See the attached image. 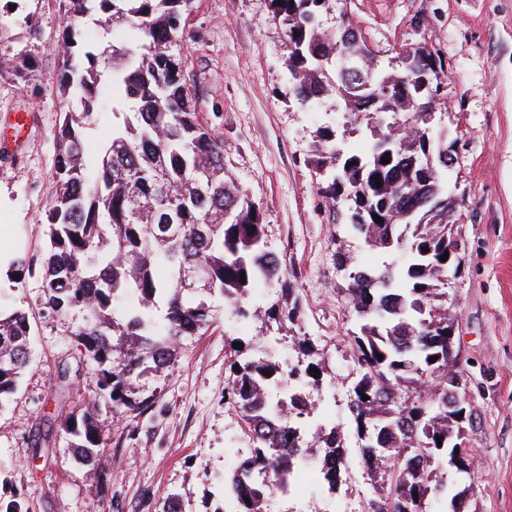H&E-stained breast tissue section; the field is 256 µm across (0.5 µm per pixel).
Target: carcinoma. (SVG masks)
Masks as SVG:
<instances>
[{"label":"carcinoma","mask_w":512,"mask_h":512,"mask_svg":"<svg viewBox=\"0 0 512 512\" xmlns=\"http://www.w3.org/2000/svg\"><path fill=\"white\" fill-rule=\"evenodd\" d=\"M326 2L272 0L273 13L287 37L290 94L303 106L334 94L346 111L363 113L377 136L360 155L336 149L327 128L310 163L323 177L322 197L352 201L350 226L367 245L406 253L398 268L385 263L350 275L360 323L351 336L357 378L348 397L358 451L374 481L365 512H416L432 490L465 499L459 484L448 485V437L477 420L470 408L448 409V265L461 266L462 233L451 221L453 200L444 196L448 144L423 141L430 101L417 94L423 76L438 72L429 66L431 52L408 47L398 81L373 64L351 26H342L337 39L325 36L316 18ZM188 3L65 0L59 41L66 107L55 137V191L39 276L47 308L81 315L77 349L97 365L99 389L130 411L143 407L127 398L133 378L164 367L178 339L212 325L209 298L224 297L233 317L247 318L254 283L266 277L280 282L281 300L266 310L277 330L304 315L282 261L267 249L259 207L226 178L224 143L200 120L184 82L178 22ZM94 13L107 25L132 27L135 41L110 55L78 54V26ZM342 52L357 60L355 71H336ZM104 81L112 100L134 107L115 113L123 120L90 166L83 128ZM192 268L210 279L208 292L185 288ZM129 297L138 306L126 311ZM30 331L25 313L0 310V397L15 391L30 362ZM293 345L297 359L287 366L262 344L230 348L224 405L253 443L247 460L224 475V494L240 512H264L268 498L285 491L294 469L312 456L332 491L347 464L339 428L320 425L313 443L303 441V382L310 377L319 386L311 372L319 363L310 339L295 336ZM96 406L76 403L59 416L61 437L88 467L107 444Z\"/></svg>","instance_id":"cac0c4a2"}]
</instances>
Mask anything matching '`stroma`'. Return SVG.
<instances>
[{
  "label": "stroma",
  "instance_id": "35a3bbf8",
  "mask_svg": "<svg viewBox=\"0 0 512 512\" xmlns=\"http://www.w3.org/2000/svg\"><path fill=\"white\" fill-rule=\"evenodd\" d=\"M62 0H0V136L23 122L20 146L0 149V307L26 313L31 362L16 391L0 398V512H163L179 500L185 512H222L224 476L238 447L241 422L224 405L230 339L261 340L293 357L288 332L270 331L263 311L279 297L269 281L253 295L256 316L229 318L211 299L216 320L184 337L163 369L132 380V413L97 398V367L80 360L77 313L43 305L38 275H14L22 257L40 266L43 222L54 194V140L61 96L56 42ZM390 67L398 50H440L441 99L432 135L447 134L454 163L445 187L455 199L466 249L448 288L458 363L467 399L480 419L468 512H512V0H329L321 31L334 33L341 14ZM183 74L204 125L224 143V168L259 206L266 242L294 275L304 317L296 328L319 351L321 383L306 388L310 414L301 431L322 421L346 435L351 449L339 491L329 495L297 471L289 495H273L274 512H336L367 502L371 480L360 457L347 406L356 368L350 359L357 317L345 297L349 274L403 254L370 250L348 224V203L322 199L309 159L324 127L358 153L373 139L351 124L340 100L299 106L289 97L283 27L270 0H191L182 17ZM127 27L98 16L79 26L78 47L127 44ZM68 380H61V369ZM97 401L110 440L86 470L60 440L58 417L75 401Z\"/></svg>",
  "mask_w": 512,
  "mask_h": 512
}]
</instances>
